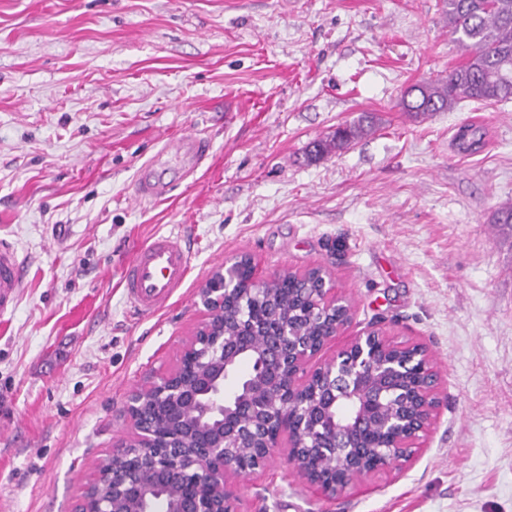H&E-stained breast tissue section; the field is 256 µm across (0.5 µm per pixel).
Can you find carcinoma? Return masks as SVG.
Masks as SVG:
<instances>
[{
  "label": "carcinoma",
  "instance_id": "cac0c4a2",
  "mask_svg": "<svg viewBox=\"0 0 512 512\" xmlns=\"http://www.w3.org/2000/svg\"><path fill=\"white\" fill-rule=\"evenodd\" d=\"M448 28L467 52L466 61L448 76L421 80L401 96L403 111L416 117L452 109L463 99H512V0H445ZM369 115L336 128L329 139L310 143L308 155L319 159L341 152L373 130Z\"/></svg>",
  "mask_w": 512,
  "mask_h": 512
}]
</instances>
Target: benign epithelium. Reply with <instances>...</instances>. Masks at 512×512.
<instances>
[{
  "mask_svg": "<svg viewBox=\"0 0 512 512\" xmlns=\"http://www.w3.org/2000/svg\"><path fill=\"white\" fill-rule=\"evenodd\" d=\"M239 287L225 266L198 289L199 317L181 338L175 367L150 372L116 419L126 433L102 459L74 512H236V479L263 469L281 441L286 462L334 497L357 479L409 460L434 424L438 374L427 348L390 340L370 326L333 357L307 365L351 319L330 276L298 292L327 316L304 336L298 322L268 307V281L245 255ZM255 303L262 321L229 318L228 300ZM251 368L241 371L243 357ZM413 370L407 394L382 384Z\"/></svg>",
  "mask_w": 512,
  "mask_h": 512,
  "instance_id": "1",
  "label": "benign epithelium"
}]
</instances>
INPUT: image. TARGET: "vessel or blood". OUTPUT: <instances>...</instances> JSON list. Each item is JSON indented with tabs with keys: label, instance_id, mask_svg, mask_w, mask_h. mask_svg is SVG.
I'll return each mask as SVG.
<instances>
[{
	"label": "vessel or blood",
	"instance_id": "1",
	"mask_svg": "<svg viewBox=\"0 0 512 512\" xmlns=\"http://www.w3.org/2000/svg\"><path fill=\"white\" fill-rule=\"evenodd\" d=\"M209 151L208 142L189 136L174 146H165L163 154H180L190 161L201 162ZM155 161L139 170L132 186L137 202L159 200L170 188L154 173ZM189 248L179 233L155 235L127 262L120 275V286L131 308L140 315H151L168 306L184 288L188 276ZM23 284V263L15 244L0 239V313L12 310Z\"/></svg>",
	"mask_w": 512,
	"mask_h": 512
}]
</instances>
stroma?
Here are the masks:
<instances>
[{"mask_svg":"<svg viewBox=\"0 0 512 512\" xmlns=\"http://www.w3.org/2000/svg\"><path fill=\"white\" fill-rule=\"evenodd\" d=\"M462 60L444 0H0V237L26 263L0 314V512H73L115 410L175 364L198 289L239 255L266 278L326 267L355 314L317 363L377 325L427 347L440 407L401 468L333 498L275 452L238 512H512V226L492 221L512 100L399 105ZM366 113L372 132L306 160ZM189 133L209 157L167 160L169 194L132 202L161 138ZM171 230L186 286L138 316L121 269Z\"/></svg>","mask_w":512,"mask_h":512,"instance_id":"obj_1","label":"stroma"}]
</instances>
